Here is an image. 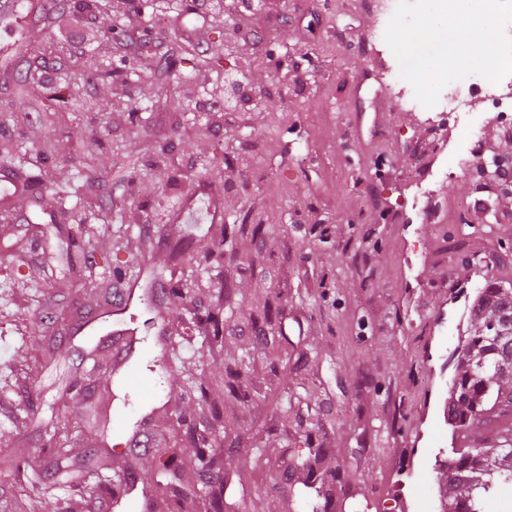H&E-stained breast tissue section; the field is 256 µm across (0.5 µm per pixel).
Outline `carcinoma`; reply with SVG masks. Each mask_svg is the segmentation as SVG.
I'll use <instances>...</instances> for the list:
<instances>
[{
    "instance_id": "cac0c4a2",
    "label": "carcinoma",
    "mask_w": 512,
    "mask_h": 512,
    "mask_svg": "<svg viewBox=\"0 0 512 512\" xmlns=\"http://www.w3.org/2000/svg\"><path fill=\"white\" fill-rule=\"evenodd\" d=\"M469 311L445 411L453 433L474 438L448 456L441 496L449 512H488L491 500L512 495V441L500 436L512 432V287L487 284Z\"/></svg>"
}]
</instances>
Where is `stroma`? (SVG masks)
Masks as SVG:
<instances>
[{
  "label": "stroma",
  "instance_id": "1",
  "mask_svg": "<svg viewBox=\"0 0 512 512\" xmlns=\"http://www.w3.org/2000/svg\"><path fill=\"white\" fill-rule=\"evenodd\" d=\"M80 2L19 0L0 19V456L20 449L26 462L0 468V512H102L129 466L149 499L114 512H206L217 492L228 512H419L426 495L442 512L448 358L479 288L512 287V219L489 205L482 174L512 157V138L473 98L485 152L453 169L467 127L393 107L366 0L212 13L139 0L159 42L146 65L106 31L129 30L122 0H100L98 16ZM194 27L205 44L184 40ZM19 45L56 73L100 77L80 101L48 100L26 89ZM223 91L233 111H199ZM46 140L45 162L19 165L17 146L34 154ZM423 188L430 215L414 207ZM243 224L263 225L264 241ZM56 227L91 258L80 281L47 257ZM270 306L288 336L273 370L250 332ZM115 321L135 346L125 364L104 338ZM233 362L262 396L217 386ZM130 366L159 386L148 405L118 390ZM202 384L222 423L198 401ZM137 430L141 454L126 445ZM52 438L74 481L47 475ZM160 448L177 450L197 496L173 497ZM319 449L315 491L293 458Z\"/></svg>",
  "mask_w": 512,
  "mask_h": 512
}]
</instances>
